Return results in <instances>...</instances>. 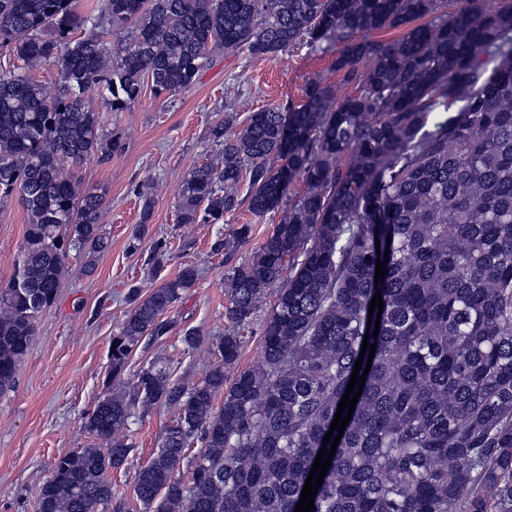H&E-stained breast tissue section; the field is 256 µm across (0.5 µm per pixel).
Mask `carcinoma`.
<instances>
[{
    "instance_id": "obj_1",
    "label": "carcinoma",
    "mask_w": 512,
    "mask_h": 512,
    "mask_svg": "<svg viewBox=\"0 0 512 512\" xmlns=\"http://www.w3.org/2000/svg\"><path fill=\"white\" fill-rule=\"evenodd\" d=\"M303 40L335 52L338 81L313 80L299 106L251 112L236 131L225 115L178 192L181 224H220L245 203L282 211L224 275L211 366L192 386L160 360L123 381L198 272L130 289L107 393L84 417L95 444L57 459L34 512L107 508L106 473L132 450L138 405L172 411L134 484L144 512H294L359 359L370 370L311 512H512V0H103L85 14L73 0H0V48L14 60L0 71V200L18 194L28 216L0 288V395L70 253L89 268L108 248L103 196L72 172L118 148L87 90L121 112L147 81L158 96L193 86L217 52L265 57ZM437 112L448 117L430 130ZM139 195L137 238L154 206ZM250 233L242 224L218 247L231 255ZM270 295L261 361L239 370Z\"/></svg>"
}]
</instances>
